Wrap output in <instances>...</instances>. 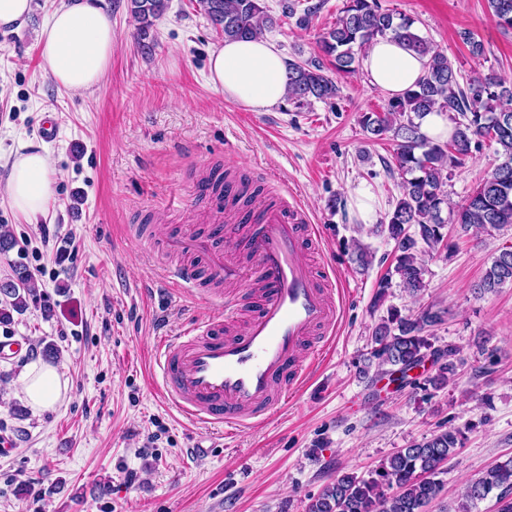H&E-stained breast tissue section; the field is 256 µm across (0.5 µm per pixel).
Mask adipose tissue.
<instances>
[{"mask_svg":"<svg viewBox=\"0 0 512 512\" xmlns=\"http://www.w3.org/2000/svg\"><path fill=\"white\" fill-rule=\"evenodd\" d=\"M41 67L59 87L86 92L106 75L112 63V17L98 0H63L38 36ZM426 57L390 37L372 40L360 56L369 83L398 98L426 73ZM209 81L226 101L256 112L279 104L286 96V59L263 35L229 40L208 59ZM53 168L45 149L16 155L10 164L6 196L11 208L29 221L46 216L52 201ZM33 412L53 407L62 386L56 369L28 364L19 378Z\"/></svg>","mask_w":512,"mask_h":512,"instance_id":"adipose-tissue-1","label":"adipose tissue"}]
</instances>
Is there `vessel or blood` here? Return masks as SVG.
I'll list each match as a JSON object with an SVG mask.
<instances>
[{
    "label": "vessel or blood",
    "instance_id": "obj_1",
    "mask_svg": "<svg viewBox=\"0 0 512 512\" xmlns=\"http://www.w3.org/2000/svg\"><path fill=\"white\" fill-rule=\"evenodd\" d=\"M320 238L319 226L284 190L243 223L168 240L170 252L207 258L202 273L172 268V282L196 302L224 307L223 315L198 317L178 338L155 344L162 394L184 419L228 432L258 427L305 388L343 308L333 265L310 260ZM203 276L223 283L224 292L202 293Z\"/></svg>",
    "mask_w": 512,
    "mask_h": 512
}]
</instances>
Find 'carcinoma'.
<instances>
[{"mask_svg": "<svg viewBox=\"0 0 512 512\" xmlns=\"http://www.w3.org/2000/svg\"><path fill=\"white\" fill-rule=\"evenodd\" d=\"M197 4L226 40L248 39L276 25L275 18L264 11L262 0H197ZM128 8L138 24L139 47L149 53V30L166 10L167 0H128ZM488 8L499 28L512 30V0H488ZM414 24L409 16L383 9L380 0H344L336 23L320 37L319 48L338 75L354 73L362 48L377 37L390 35L427 57L426 74L415 89L389 100L384 111H366L360 117L370 138L393 143L401 193L387 222L380 225V233L395 243L397 256L391 274L416 293L423 288L425 273L416 254L418 242L437 249L450 221L463 233L472 228L489 233L512 227V85L493 73H478L469 78L466 87H460L457 69L448 55L420 36ZM460 37L472 57H483L484 44L474 33L463 31ZM337 93L336 80L320 62H288L286 96L296 108L310 105L313 99L331 100ZM436 107L448 112L454 125L452 135L442 143L425 138L418 123ZM484 142L497 145L502 161L487 172L448 220L443 214L449 209L445 186L451 172ZM507 283H512L511 248L500 250L475 288L489 293ZM0 295L5 297L0 303V324L8 325L13 313L26 310L38 296L25 265H14L13 281L0 283ZM441 320L442 311L431 308L416 315L390 310L373 331L377 370L387 366L402 369L420 361L432 348L427 328ZM454 356L455 351L448 350L428 378L434 387L454 379ZM462 445L461 430L445 428L387 457L367 478L353 472L338 475L310 498L307 512H425L442 491L437 476L443 464ZM499 488L512 490V459L468 483L462 509Z\"/></svg>", "mask_w": 512, "mask_h": 512, "instance_id": "1", "label": "carcinoma"}]
</instances>
